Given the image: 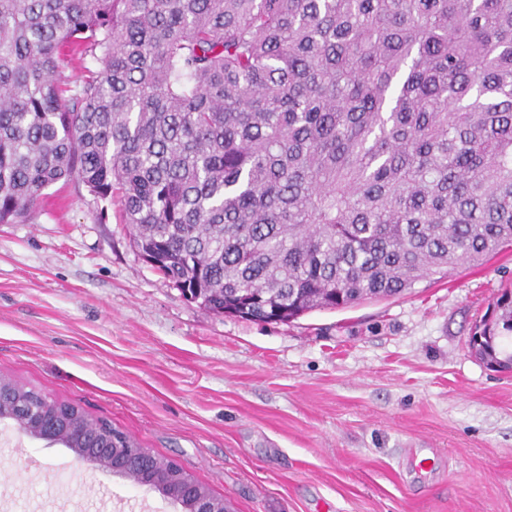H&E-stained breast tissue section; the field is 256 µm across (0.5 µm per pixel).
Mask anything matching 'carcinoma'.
<instances>
[{"label": "carcinoma", "mask_w": 512, "mask_h": 512, "mask_svg": "<svg viewBox=\"0 0 512 512\" xmlns=\"http://www.w3.org/2000/svg\"><path fill=\"white\" fill-rule=\"evenodd\" d=\"M66 48L95 62L77 88ZM61 179L217 315L481 264L512 246V0H0V224ZM496 307L470 348L506 370Z\"/></svg>", "instance_id": "obj_1"}]
</instances>
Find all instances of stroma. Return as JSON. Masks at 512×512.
Here are the masks:
<instances>
[{
    "instance_id": "1",
    "label": "stroma",
    "mask_w": 512,
    "mask_h": 512,
    "mask_svg": "<svg viewBox=\"0 0 512 512\" xmlns=\"http://www.w3.org/2000/svg\"><path fill=\"white\" fill-rule=\"evenodd\" d=\"M512 247L291 322L214 315L116 208L49 187L0 224V376L174 459L232 512H512V373L470 351ZM0 512H181L0 422Z\"/></svg>"
}]
</instances>
